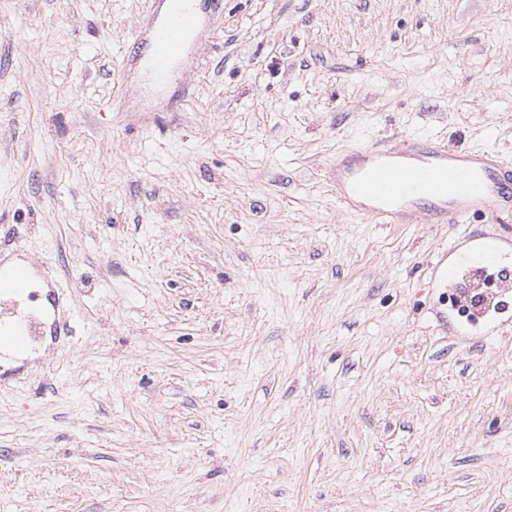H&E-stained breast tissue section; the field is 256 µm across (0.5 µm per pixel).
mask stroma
<instances>
[{
  "instance_id": "35a3bbf8",
  "label": "stroma",
  "mask_w": 512,
  "mask_h": 512,
  "mask_svg": "<svg viewBox=\"0 0 512 512\" xmlns=\"http://www.w3.org/2000/svg\"><path fill=\"white\" fill-rule=\"evenodd\" d=\"M0 0V254L71 332L0 355V512H512V292L456 336L461 224L342 209L336 152L512 162V0ZM198 26V11L193 0H169L164 19L150 23L148 43L151 48V70L159 84L171 76V63L181 55L187 36ZM149 75V79L152 78ZM152 82V80H151Z\"/></svg>"
}]
</instances>
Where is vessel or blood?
Listing matches in <instances>:
<instances>
[{
  "label": "vessel or blood",
  "mask_w": 512,
  "mask_h": 512,
  "mask_svg": "<svg viewBox=\"0 0 512 512\" xmlns=\"http://www.w3.org/2000/svg\"><path fill=\"white\" fill-rule=\"evenodd\" d=\"M198 26L193 0H169L164 19L151 23V70L158 83L171 76L187 36ZM325 176L337 204L385 224H463L474 214L512 215V164L493 150H456L440 138L405 137L337 153ZM512 259V231H471L443 248L429 270L434 287L465 282L486 297L485 277ZM27 268L0 261V297L25 295ZM40 333L33 315L0 320V354H25Z\"/></svg>",
  "instance_id": "vessel-or-blood-1"
}]
</instances>
